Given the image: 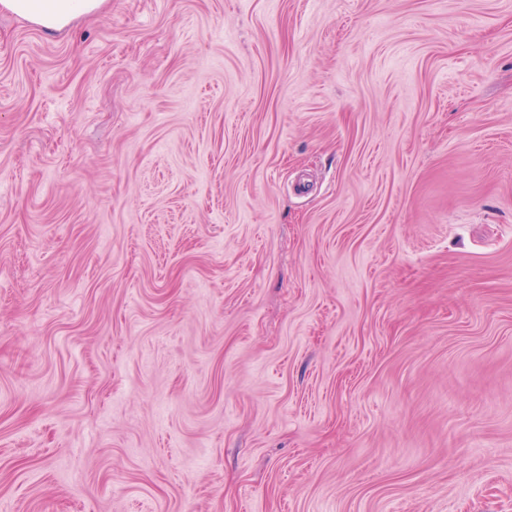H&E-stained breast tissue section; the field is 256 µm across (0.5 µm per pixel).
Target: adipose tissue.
I'll return each instance as SVG.
<instances>
[{
    "instance_id": "1",
    "label": "adipose tissue",
    "mask_w": 512,
    "mask_h": 512,
    "mask_svg": "<svg viewBox=\"0 0 512 512\" xmlns=\"http://www.w3.org/2000/svg\"><path fill=\"white\" fill-rule=\"evenodd\" d=\"M108 0H0V11L17 15L49 32L101 11Z\"/></svg>"
}]
</instances>
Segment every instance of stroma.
<instances>
[{"label":"stroma","mask_w":512,"mask_h":512,"mask_svg":"<svg viewBox=\"0 0 512 512\" xmlns=\"http://www.w3.org/2000/svg\"><path fill=\"white\" fill-rule=\"evenodd\" d=\"M0 512H512V0L0 12Z\"/></svg>","instance_id":"stroma-1"}]
</instances>
